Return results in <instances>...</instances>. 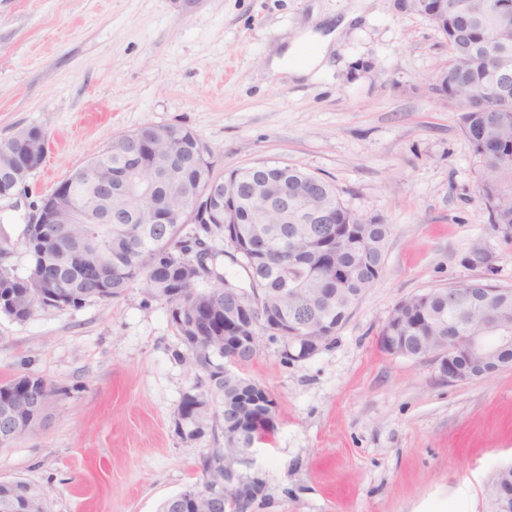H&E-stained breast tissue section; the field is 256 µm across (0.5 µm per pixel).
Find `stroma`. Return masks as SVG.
<instances>
[{
    "instance_id": "35a3bbf8",
    "label": "stroma",
    "mask_w": 512,
    "mask_h": 512,
    "mask_svg": "<svg viewBox=\"0 0 512 512\" xmlns=\"http://www.w3.org/2000/svg\"><path fill=\"white\" fill-rule=\"evenodd\" d=\"M347 19L311 81L271 71L284 39ZM448 43L392 0H0V140L49 136L44 164L0 197V267L45 195L120 133L191 129L217 172L285 162L333 183L345 207L389 224L379 280L316 355L262 339L240 372L273 396L275 428L242 472L265 484L247 512H487L512 463V367L465 384L434 360L384 353L402 300L483 279L512 288V241L476 198L478 157L460 106L433 92ZM163 302L0 314V381L66 388L43 424L0 447V479L47 488L52 512H158L202 479L222 432L182 438L174 413L197 377Z\"/></svg>"
}]
</instances>
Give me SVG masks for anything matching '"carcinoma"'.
Masks as SVG:
<instances>
[{
	"label": "carcinoma",
	"instance_id": "1",
	"mask_svg": "<svg viewBox=\"0 0 512 512\" xmlns=\"http://www.w3.org/2000/svg\"><path fill=\"white\" fill-rule=\"evenodd\" d=\"M468 21L453 16L436 25L448 40L449 59L440 70L439 80H448L447 98L462 107L461 123L464 134L481 164L478 197L490 215V221L508 233L512 231V96L490 99L482 105L470 102L471 89L485 85L491 75L493 58L484 46L487 28L495 21L485 14V0H467ZM114 150L101 154L103 165L112 170V196L128 208L131 217L149 206L163 214H173L169 224H75L72 231L83 243L76 255L75 271L61 276L57 292L64 298L42 293L31 302L26 278L0 268V287L23 295L29 311L13 320L24 322L38 310L46 308H78L88 302H109L133 287L142 288L151 297L167 306L169 320L185 348L183 358L198 373L192 390L183 394L175 417L183 424L185 436L197 439L204 436L197 428V414L206 417V431L225 424L238 412L252 423L246 445L270 432L274 424L268 420L269 401L264 388L237 373L231 382H224V328L233 324L225 315L228 297L222 284L232 283L248 293L256 306L254 330L265 334L270 296L277 288L288 294L277 304L288 312V322L297 325L315 324L325 320L339 330L347 319L352 304L372 287L382 271L390 225L378 216L364 221L361 215L346 208L336 187L296 167H272L255 173L270 194L278 190L279 176L288 181V226L305 233L309 251L328 250L329 235L340 225H362L367 240L364 252L351 258L344 252L333 254L325 265L311 267L303 257L285 269L275 259L283 242L279 237L282 224H258L248 201L237 207L235 224H197L191 233L180 235L187 206L196 207V215L222 218L224 200L208 192L212 176L209 158L202 157L200 141L193 132L185 130L177 141L165 145L154 139V128L141 127L112 139ZM168 161L179 165L180 195L173 194L170 184L161 176ZM64 187L85 201L93 191L90 183L76 177L64 182ZM317 201L331 215L329 224L310 219L308 224L297 223V217L309 214L312 201ZM261 236L266 247L253 242L240 249L218 247L224 236ZM208 248L206 259L210 269L219 273L220 283L212 287L186 277L185 258ZM224 256L240 267L246 281L241 283L220 272L217 259ZM404 333L415 354L422 356L439 346V338L448 335V322H454L459 335H466L470 315L448 310V290L432 291L429 305H423L420 295L406 299L399 312ZM283 357L301 359L305 343L301 339L282 338ZM30 393L41 396L60 395L63 390L44 377L24 373L0 384V407L11 396ZM224 482V449L212 448L203 462L201 484L167 498L159 512H175L174 499L181 500V512L192 510V497ZM235 486L240 500L237 507L245 509L263 497L262 480L236 477ZM0 512H50L49 500L43 487L23 478L0 481Z\"/></svg>",
	"mask_w": 512,
	"mask_h": 512
}]
</instances>
